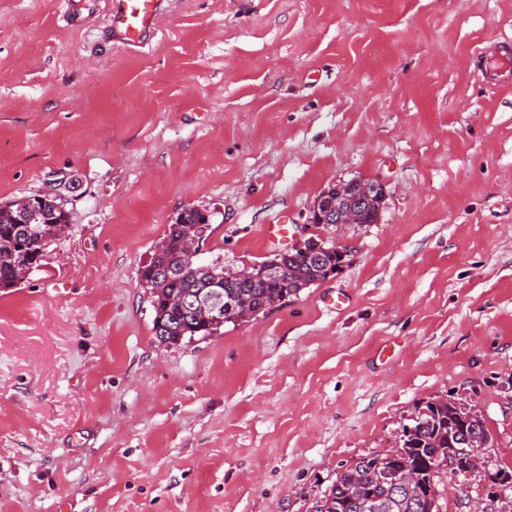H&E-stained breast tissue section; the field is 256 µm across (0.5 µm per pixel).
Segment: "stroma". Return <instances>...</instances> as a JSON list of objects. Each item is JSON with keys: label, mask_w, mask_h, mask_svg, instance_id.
I'll list each match as a JSON object with an SVG mask.
<instances>
[{"label": "stroma", "mask_w": 512, "mask_h": 512, "mask_svg": "<svg viewBox=\"0 0 512 512\" xmlns=\"http://www.w3.org/2000/svg\"><path fill=\"white\" fill-rule=\"evenodd\" d=\"M0 7V202L68 173L73 223L0 291V512H310L428 400L495 447L441 512L512 469V0H166L151 43L98 0ZM379 180L377 223H310ZM200 260H265L262 227L346 248L299 296L175 345L137 271L185 207ZM346 296L336 305L337 296ZM507 49L508 54L504 55H488V50L480 53L482 58L481 74L485 80L491 82L495 74L504 65H508V69L512 68V56L510 55V49Z\"/></svg>", "instance_id": "1"}]
</instances>
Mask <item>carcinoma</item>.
<instances>
[{"label":"carcinoma","mask_w":512,"mask_h":512,"mask_svg":"<svg viewBox=\"0 0 512 512\" xmlns=\"http://www.w3.org/2000/svg\"><path fill=\"white\" fill-rule=\"evenodd\" d=\"M61 201L60 195L46 197L41 204L44 224H18V203L10 200L0 204V288L17 286L18 256L43 260L48 247L58 239L59 228L70 225V211L60 206ZM211 219L212 215L198 208L182 209L168 225L150 262L138 269L139 285L150 295L153 331L162 343L177 344L186 338L210 336L220 328L178 306V300L192 296L205 287L212 275L224 270V260L219 256L207 264L184 256L185 239H202ZM266 262L281 263L286 272L276 281L255 279L231 289L239 302L232 313L224 314V322L234 324L265 312L272 307L274 295L282 302L298 295L304 283L322 280L338 271L344 258L334 250L315 263L302 252L288 250L271 254ZM473 434L481 438L484 447H494L479 411L448 399L427 401L401 426L391 453L367 454L336 474L311 512H440L436 491L396 490L389 475L408 470L417 476V483L436 487L448 475L466 483L470 467L466 438ZM448 459L455 461L456 467L449 472L440 470V464Z\"/></svg>","instance_id":"cac0c4a2"}]
</instances>
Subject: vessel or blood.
Listing matches in <instances>:
<instances>
[{
    "instance_id": "1",
    "label": "vessel or blood",
    "mask_w": 512,
    "mask_h": 512,
    "mask_svg": "<svg viewBox=\"0 0 512 512\" xmlns=\"http://www.w3.org/2000/svg\"><path fill=\"white\" fill-rule=\"evenodd\" d=\"M164 0H108L106 32L128 47H144L155 35Z\"/></svg>"
}]
</instances>
